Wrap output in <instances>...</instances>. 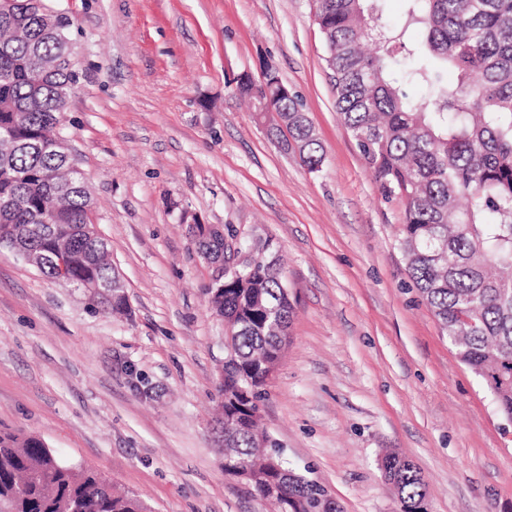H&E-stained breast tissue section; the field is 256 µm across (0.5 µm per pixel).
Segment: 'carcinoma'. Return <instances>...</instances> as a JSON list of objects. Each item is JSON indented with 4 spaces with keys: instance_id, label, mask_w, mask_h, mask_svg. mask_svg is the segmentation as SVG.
<instances>
[{
    "instance_id": "obj_1",
    "label": "carcinoma",
    "mask_w": 512,
    "mask_h": 512,
    "mask_svg": "<svg viewBox=\"0 0 512 512\" xmlns=\"http://www.w3.org/2000/svg\"><path fill=\"white\" fill-rule=\"evenodd\" d=\"M405 3L403 24L390 29L377 0H315L336 112L383 197L402 204L399 247L416 288L512 422V0ZM47 11L44 0H0V245L43 254L41 273L73 288L116 269L107 243L83 232L87 184L55 151L79 71L71 20ZM403 51L412 59L406 66ZM233 91L252 105L271 100L274 139L295 144L308 170L319 171L323 148L297 96L281 97L247 73ZM60 247L68 255L62 280L51 263ZM87 305L127 309L110 294L89 295ZM275 306L290 320L282 268L260 263L225 276L211 301L235 323L215 433L224 435L227 466L247 470L244 482L279 512H332L321 482L288 467L279 449L259 451L266 381L281 351ZM385 460L400 512H421L420 470L395 453ZM0 512H144V504L41 439L0 429Z\"/></svg>"
}]
</instances>
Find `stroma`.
Returning <instances> with one entry per match:
<instances>
[{"mask_svg": "<svg viewBox=\"0 0 512 512\" xmlns=\"http://www.w3.org/2000/svg\"><path fill=\"white\" fill-rule=\"evenodd\" d=\"M80 80L62 135L125 286L124 316L0 246V429L140 495L149 512H271L214 443L224 326L188 211L284 261L294 313L264 427L344 512H399L380 460L406 455L428 512H512V423L458 358L340 123L311 0H49ZM324 150L312 173L230 89L265 64Z\"/></svg>", "mask_w": 512, "mask_h": 512, "instance_id": "obj_1", "label": "stroma"}]
</instances>
